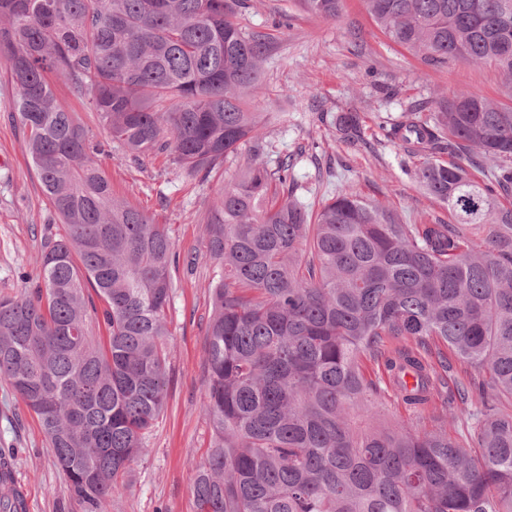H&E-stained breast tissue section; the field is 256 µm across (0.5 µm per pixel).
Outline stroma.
<instances>
[{
  "instance_id": "1",
  "label": "stroma",
  "mask_w": 512,
  "mask_h": 512,
  "mask_svg": "<svg viewBox=\"0 0 512 512\" xmlns=\"http://www.w3.org/2000/svg\"><path fill=\"white\" fill-rule=\"evenodd\" d=\"M237 18L247 31L269 38L261 85L248 103L252 111L269 113L266 159L272 165L283 157L291 161L298 200L315 211L345 186L385 202L403 223H449L447 209L412 178L417 159L387 141L384 128L403 120L412 107L429 115L441 93L473 92L512 107V85L495 65L429 63L384 34L362 0H344L333 20L302 11L294 0H243ZM54 87L89 139L103 144L98 160L114 194L169 225L176 253L169 267L172 351L165 408L108 512H196L192 478L211 446L204 411L213 267L206 217L217 185L229 181L251 155L241 150L208 180L188 178L166 154L126 156L66 80H55ZM14 96V88L0 81V296L19 295L35 281L44 237L63 231L26 155ZM350 108L359 113L362 131L352 143L336 128L337 115ZM0 456L20 478L29 512H81L36 415L1 379Z\"/></svg>"
}]
</instances>
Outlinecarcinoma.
I'll return each mask as SVG.
<instances>
[{
	"instance_id": "carcinoma-1",
	"label": "carcinoma",
	"mask_w": 512,
	"mask_h": 512,
	"mask_svg": "<svg viewBox=\"0 0 512 512\" xmlns=\"http://www.w3.org/2000/svg\"><path fill=\"white\" fill-rule=\"evenodd\" d=\"M336 19L343 0H297ZM396 43L437 64L493 62L512 84V0H365ZM241 0H0V74L64 233L38 284L0 296V379L37 415L82 512H106L166 403L176 254L167 225L117 198L50 82L68 81L131 156L207 180L249 147L207 221L205 412L197 512H512V107L471 92L385 130L452 224H403L341 189L315 214L264 161L251 112L268 38ZM336 125L357 140L360 117ZM458 161L436 158L440 144ZM494 162L491 182L469 171ZM489 226L476 243L464 228ZM459 367H453L448 354ZM382 364L368 380L363 359ZM388 397L410 414L389 417ZM461 423L465 447L448 432Z\"/></svg>"
}]
</instances>
